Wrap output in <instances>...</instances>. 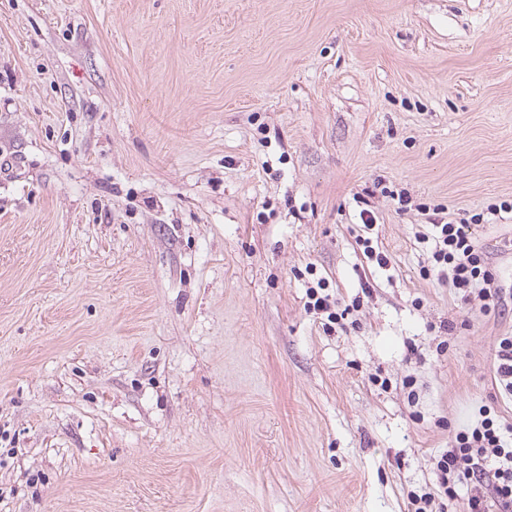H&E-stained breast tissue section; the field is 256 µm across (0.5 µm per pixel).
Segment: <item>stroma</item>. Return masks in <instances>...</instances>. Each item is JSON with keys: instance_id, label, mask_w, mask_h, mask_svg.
<instances>
[{"instance_id": "stroma-1", "label": "stroma", "mask_w": 512, "mask_h": 512, "mask_svg": "<svg viewBox=\"0 0 512 512\" xmlns=\"http://www.w3.org/2000/svg\"><path fill=\"white\" fill-rule=\"evenodd\" d=\"M504 201L512 0H0V512H410L512 424ZM434 213L430 218L431 233L422 238L423 243L430 242L427 267H423L425 277H435L438 282L448 284L462 299L471 301V295L477 294L482 301H494L497 290L492 286L496 274L486 261L482 251L476 248L465 221H445ZM437 215V216H436ZM426 268V269H425ZM479 288V286H481ZM497 366L494 373L496 386L505 394L512 396V336L503 337L495 349Z\"/></svg>"}]
</instances>
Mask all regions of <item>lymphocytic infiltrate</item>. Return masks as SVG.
Segmentation results:
<instances>
[{
	"label": "lymphocytic infiltrate",
	"instance_id": "f902f5d3",
	"mask_svg": "<svg viewBox=\"0 0 512 512\" xmlns=\"http://www.w3.org/2000/svg\"><path fill=\"white\" fill-rule=\"evenodd\" d=\"M428 265L423 274L448 284L463 300L478 296L489 302L496 274L476 248L469 226L433 217ZM437 489L414 494V512H433L437 495L461 500L463 512H512V425L484 416L475 426L458 430L448 450L436 457ZM468 486L459 496V486Z\"/></svg>",
	"mask_w": 512,
	"mask_h": 512
}]
</instances>
